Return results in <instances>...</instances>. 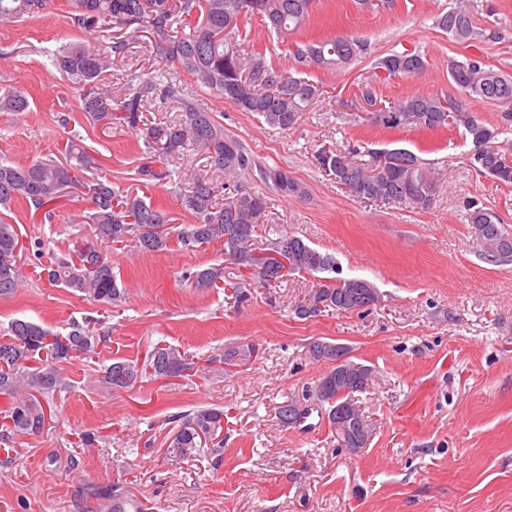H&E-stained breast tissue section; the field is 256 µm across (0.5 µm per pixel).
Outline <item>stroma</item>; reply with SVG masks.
Instances as JSON below:
<instances>
[{
  "label": "stroma",
  "mask_w": 512,
  "mask_h": 512,
  "mask_svg": "<svg viewBox=\"0 0 512 512\" xmlns=\"http://www.w3.org/2000/svg\"><path fill=\"white\" fill-rule=\"evenodd\" d=\"M472 2L476 22L497 32L482 46L485 60L512 74V0ZM66 3L51 0L43 14L0 25V88L20 89L31 102L20 121L0 112V158L25 164L54 156L78 134L89 154L107 159L104 173L120 193L150 201L174 223H191L175 188L203 172L205 159L168 161L170 178L144 185L137 175L148 160L142 140L90 123L52 68L48 52L87 38ZM454 4L314 0L310 25L295 40L354 35L367 40L372 55L420 51L426 72L377 85L378 100L448 94V61L468 50L434 19ZM165 68L141 40L104 79L123 84ZM372 74L370 58L337 73L312 71L321 95L286 131L200 96L225 132L306 190L300 199L269 192L258 240L287 231L334 256L342 277L377 288L379 301L362 312L298 318L296 304L318 283L307 273L290 275L278 288L251 282L249 301L234 306L237 271L217 242L193 250L174 242L159 253L113 245L126 295L107 308L39 276L40 265L85 230L81 220L91 205L82 189L71 190L49 221L16 203L8 220L25 247L26 281L0 296V334L17 318L63 335L71 321L88 318L106 339L64 363L70 390L51 404L42 434L0 443V512H105L91 489L115 481L145 512H512V263L483 259L464 209L467 199L478 198L512 228V185L470 167L472 145L461 129L376 123L360 95ZM324 146L402 147L435 164L442 180L423 211L357 199L318 167L315 153ZM210 264L223 265L224 286L198 292L183 281L186 271ZM317 339L347 346L353 360L374 371L359 396L374 431L359 452L342 448L318 414L288 430L277 420L280 403L304 394L329 369L307 352ZM158 344L192 355L197 371L127 391L103 386L113 359L141 363ZM240 345L254 351L246 364L223 374L204 371L209 355ZM205 407L224 412L223 455L171 461L165 450L172 416ZM89 433L96 438L91 446L83 442Z\"/></svg>",
  "instance_id": "1"
}]
</instances>
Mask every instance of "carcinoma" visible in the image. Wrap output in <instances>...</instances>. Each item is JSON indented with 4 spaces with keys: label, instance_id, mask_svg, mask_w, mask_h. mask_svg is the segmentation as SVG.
I'll list each match as a JSON object with an SVG mask.
<instances>
[{
    "label": "carcinoma",
    "instance_id": "1",
    "mask_svg": "<svg viewBox=\"0 0 512 512\" xmlns=\"http://www.w3.org/2000/svg\"><path fill=\"white\" fill-rule=\"evenodd\" d=\"M46 5L47 0H0V24L23 15H38ZM312 5L313 0H70L79 27L96 31L111 24L122 30L106 46L76 41L53 51L52 66L77 93L80 111L95 124L139 134L147 153L158 162L196 154L206 160L209 173L194 175L187 189L180 192L181 207L193 216L194 223L178 226L170 223L168 212L143 199L120 194L107 179L83 181V172L102 165V161L93 159L74 138L68 139L61 159L28 164L0 161V296L14 293L24 282L19 233L16 225L1 215L23 200L49 217L65 191L78 185L88 191L93 205L86 220L90 229L75 238L68 256L43 266V272L50 284L95 302L111 305L126 294L113 273L111 257L102 250L104 244L121 243L156 253L168 250L174 239L186 248L220 241L224 256L236 265L239 277L257 279L267 287L291 273L338 271L332 256L299 237L282 234L258 243L255 235L267 212L266 196L240 190L226 195L224 179L235 181L247 174L283 196L294 197L303 195L302 186L288 172L257 163L238 138L224 133V124L198 102L184 81L186 76L193 78L239 111L259 115L271 128L295 127L320 97L319 86L303 74L312 69L343 70L368 54L367 44L350 36L297 44L292 51L293 64L282 68L267 63L259 51L242 53L239 21L254 16L268 33L282 39L309 25ZM472 8L467 0H457L456 6L435 19V25L454 42L468 47L495 38L496 32L487 34L475 23ZM144 32L149 34L155 55L175 65V70L140 75L137 83L117 87L102 82V74L124 58L128 46ZM426 65L416 50L392 51L375 58L373 74L380 82L413 77ZM448 77L460 97L406 96L377 109L376 121L386 129L461 128L470 142L485 145L483 154L469 157L470 167L512 185V159L497 145L500 131L488 127L470 110L471 102H482L501 108L505 118H511L512 76L471 54L448 60ZM170 104L176 109L173 118L158 122L146 119V113L161 112ZM29 108L24 92L0 90V112L18 116ZM356 154L355 149L342 152L323 146L316 161L358 199L429 208L440 182V172L431 164L404 148L376 152L367 161L356 159ZM466 218L486 261L512 262V232L497 213L469 200ZM183 279L197 291L217 288L224 281V266L187 271ZM378 299L369 281L332 276L311 290L295 312L302 318L330 310L349 313L366 309ZM100 342L95 328L76 321L70 323L65 336L30 320L12 321L8 338L0 340V396L10 399L0 442H10L17 435L41 434L46 424L41 399L52 400L70 388L61 363ZM338 349L345 355L341 369L331 368L306 391L304 400L324 409L342 446L355 453L367 445L374 430L358 398L369 386L373 369L348 358L346 347L338 348L330 341L315 340L308 353L317 362L334 361ZM250 356L248 348L231 347L212 355L210 363L237 366ZM195 367L190 355L171 345L157 344L141 365L113 360L104 371L102 384L114 391L129 390L144 379L185 378ZM300 406L292 397L281 403L279 424L290 428L303 422L310 409L301 411ZM223 433L224 411L197 409L182 417L180 427L169 436L167 453L180 460L213 441L217 442L213 451L220 452L224 450ZM96 495L111 502L110 512H144L119 482L97 488Z\"/></svg>",
    "mask_w": 512,
    "mask_h": 512
}]
</instances>
